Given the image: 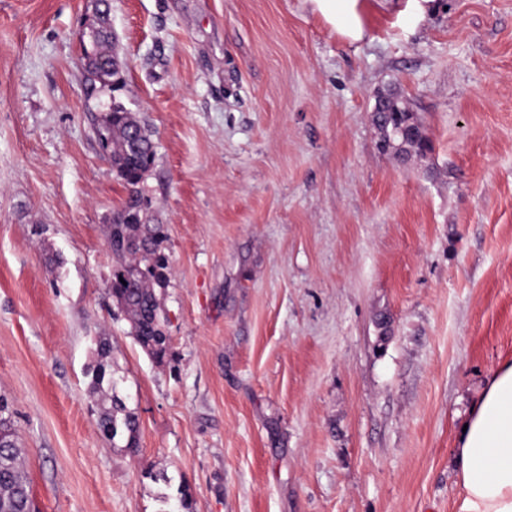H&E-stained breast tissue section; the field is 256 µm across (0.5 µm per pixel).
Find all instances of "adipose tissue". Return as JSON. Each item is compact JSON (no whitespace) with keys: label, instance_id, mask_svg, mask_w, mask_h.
<instances>
[{"label":"adipose tissue","instance_id":"ef3b65f1","mask_svg":"<svg viewBox=\"0 0 512 512\" xmlns=\"http://www.w3.org/2000/svg\"><path fill=\"white\" fill-rule=\"evenodd\" d=\"M313 14L351 43L367 35L365 10L424 19L435 0H306ZM452 451L460 487L457 512H512V360L489 373Z\"/></svg>","mask_w":512,"mask_h":512}]
</instances>
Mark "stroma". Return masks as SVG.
<instances>
[{
	"label": "stroma",
	"instance_id": "35a3bbf8",
	"mask_svg": "<svg viewBox=\"0 0 512 512\" xmlns=\"http://www.w3.org/2000/svg\"><path fill=\"white\" fill-rule=\"evenodd\" d=\"M109 3L117 85L81 75L94 0H0V398L36 512H457L512 359V0L355 44L303 0ZM391 93L427 155L381 150ZM115 103L153 132L160 362L108 291ZM103 336L133 452L98 427Z\"/></svg>",
	"mask_w": 512,
	"mask_h": 512
}]
</instances>
